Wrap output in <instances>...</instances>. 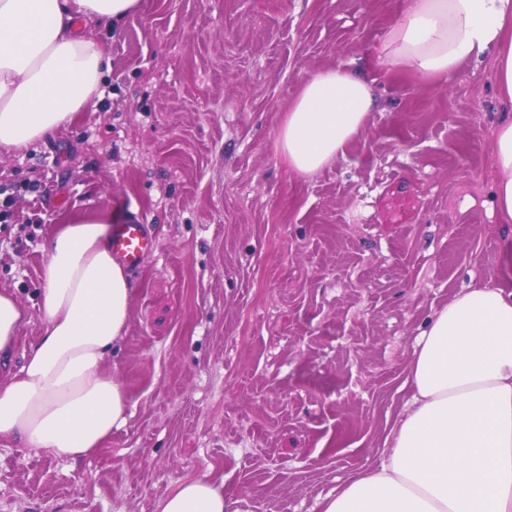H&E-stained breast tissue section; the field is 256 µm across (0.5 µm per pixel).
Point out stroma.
Instances as JSON below:
<instances>
[{"label":"stroma","instance_id":"stroma-1","mask_svg":"<svg viewBox=\"0 0 512 512\" xmlns=\"http://www.w3.org/2000/svg\"><path fill=\"white\" fill-rule=\"evenodd\" d=\"M402 0H139L85 27L111 67L93 110L0 150V289L43 330L47 240L137 212L158 247L108 369L125 419L99 454L0 440V512H156L192 477L240 512H317L375 465L410 396L422 323L463 288L512 289L492 210V137L512 115L485 57L426 81L375 49ZM365 79L375 107L310 175L277 150L312 72Z\"/></svg>","mask_w":512,"mask_h":512}]
</instances>
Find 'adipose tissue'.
Returning a JSON list of instances; mask_svg holds the SVG:
<instances>
[{
  "instance_id": "obj_1",
  "label": "adipose tissue",
  "mask_w": 512,
  "mask_h": 512,
  "mask_svg": "<svg viewBox=\"0 0 512 512\" xmlns=\"http://www.w3.org/2000/svg\"><path fill=\"white\" fill-rule=\"evenodd\" d=\"M138 0H0V150L29 147L95 107L110 67L83 33L118 22ZM492 56L512 101V0H404L376 50L387 71L425 79ZM374 106L344 68L312 72L281 124L277 149L309 175L343 154ZM493 205L512 223V118L493 135ZM103 218H76L46 245L43 331L0 385V438L76 459L99 452L123 421L127 395L107 368L130 315L132 284L112 259ZM411 398L382 459L320 502V512H512V289H465L425 324L412 353ZM157 512H238L204 477L185 480Z\"/></svg>"
}]
</instances>
